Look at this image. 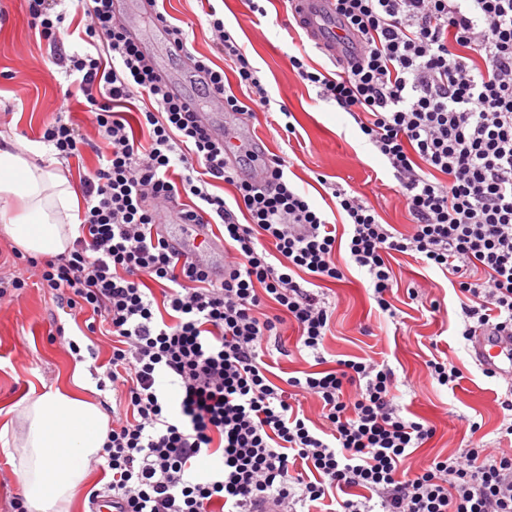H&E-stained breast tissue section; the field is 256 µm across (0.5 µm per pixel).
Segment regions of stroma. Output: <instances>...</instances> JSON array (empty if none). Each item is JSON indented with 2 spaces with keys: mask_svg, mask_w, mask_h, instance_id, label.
<instances>
[{
  "mask_svg": "<svg viewBox=\"0 0 512 512\" xmlns=\"http://www.w3.org/2000/svg\"><path fill=\"white\" fill-rule=\"evenodd\" d=\"M164 5L171 16L192 26L194 50L211 54V33L199 0H165ZM0 7L7 12L0 18V132L36 146L53 116L60 87L67 82L65 70L50 61L49 48L28 27L23 0H0ZM217 8L261 69L273 104H286L293 115L292 137L264 118L251 121L266 153L288 156L289 177L318 208H332L330 188L336 185L365 195L382 223L406 230L410 216L397 198V181L384 159L367 144L347 112L320 100L317 87L302 82L292 70L289 56L299 54L307 41L293 27L283 0H267L262 15L251 12L246 0H219ZM320 173L327 185L317 182ZM391 265L399 287L393 319L371 299L363 271L350 268L343 281L330 284L327 295L336 310L325 358L369 355L386 361L404 379L397 399L404 415H416L436 427L434 437L412 454V466L486 443L512 446V439L501 434L504 389L470 359L458 334L459 301L447 278L423 271L405 255L396 256ZM425 277L435 283L439 312H429L406 297L408 284ZM94 340L82 320L58 308L42 289L27 288L18 301L0 304V430L10 420L9 409L22 398L65 381L75 359L70 344L84 350ZM435 349L463 374L454 388L427 376L425 363ZM475 421L481 428L474 432L470 425Z\"/></svg>",
  "mask_w": 512,
  "mask_h": 512,
  "instance_id": "1",
  "label": "stroma"
}]
</instances>
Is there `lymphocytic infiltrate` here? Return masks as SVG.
Returning <instances> with one entry per match:
<instances>
[{"label": "lymphocytic infiltrate", "mask_w": 512, "mask_h": 512, "mask_svg": "<svg viewBox=\"0 0 512 512\" xmlns=\"http://www.w3.org/2000/svg\"><path fill=\"white\" fill-rule=\"evenodd\" d=\"M61 0H25L28 24L57 47L68 29ZM83 52L58 55L91 116L67 118L64 91L41 139L68 159L104 143L81 177L84 211L70 250L26 261L37 287L111 356L97 387L116 408L100 456L119 512H512V448H468L414 470L407 461L432 439L430 422L403 415L395 371L371 357L326 367L333 306L324 286L343 280L337 229L288 177L279 155L245 150L265 173L247 181L225 163V145L168 92L115 0H77ZM362 52L335 70L290 56L299 77L355 119L385 158L412 218L407 231L382 224L359 195L332 188L347 217L350 264L370 278L381 312L396 317L389 259L402 254L448 278L460 302L462 339L512 336V0H336ZM217 52L230 60L245 98L223 69L191 55L208 95L246 118L271 99L216 8L206 12ZM145 97L148 130L137 139L125 108ZM233 185L232 199L213 181ZM182 202L183 224H217L232 270L225 277L185 265L153 234L160 203ZM161 294H154L153 285ZM295 326L297 350L317 368L269 377L267 356ZM315 400L318 419L303 402ZM215 457L198 470L203 457ZM367 497L351 498V490Z\"/></svg>", "instance_id": "1"}]
</instances>
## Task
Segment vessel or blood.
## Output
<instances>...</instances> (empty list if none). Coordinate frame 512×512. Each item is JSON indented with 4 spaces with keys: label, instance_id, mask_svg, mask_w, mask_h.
<instances>
[{
    "label": "vessel or blood",
    "instance_id": "1",
    "mask_svg": "<svg viewBox=\"0 0 512 512\" xmlns=\"http://www.w3.org/2000/svg\"><path fill=\"white\" fill-rule=\"evenodd\" d=\"M291 12L308 43L328 59L359 56L360 41L337 14L335 0H291ZM173 246L180 262L195 264L222 255L224 239L213 225L197 224L190 233L177 236ZM469 355L479 369L493 371L512 389V336L482 333L472 337Z\"/></svg>",
    "mask_w": 512,
    "mask_h": 512
}]
</instances>
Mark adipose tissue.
Here are the masks:
<instances>
[{"label":"adipose tissue","mask_w":512,"mask_h":512,"mask_svg":"<svg viewBox=\"0 0 512 512\" xmlns=\"http://www.w3.org/2000/svg\"><path fill=\"white\" fill-rule=\"evenodd\" d=\"M21 213H11V200ZM79 204L69 179L38 149L20 151L0 134V232L32 256L67 252L78 235ZM86 364L74 362L68 383L16 404L12 465L34 512L66 508L83 487L89 458L101 451L111 419L89 398Z\"/></svg>","instance_id":"1"}]
</instances>
